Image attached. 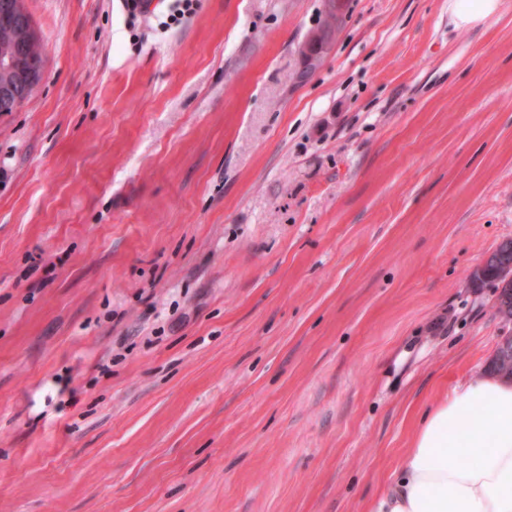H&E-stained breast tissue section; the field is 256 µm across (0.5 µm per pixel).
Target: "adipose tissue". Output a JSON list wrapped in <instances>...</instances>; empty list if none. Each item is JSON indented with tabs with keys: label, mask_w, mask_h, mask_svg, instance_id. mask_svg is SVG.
<instances>
[{
	"label": "adipose tissue",
	"mask_w": 512,
	"mask_h": 512,
	"mask_svg": "<svg viewBox=\"0 0 512 512\" xmlns=\"http://www.w3.org/2000/svg\"><path fill=\"white\" fill-rule=\"evenodd\" d=\"M369 512H512V381L475 374L431 406Z\"/></svg>",
	"instance_id": "adipose-tissue-1"
}]
</instances>
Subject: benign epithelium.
<instances>
[{
    "label": "benign epithelium",
    "instance_id": "7a95c632",
    "mask_svg": "<svg viewBox=\"0 0 512 512\" xmlns=\"http://www.w3.org/2000/svg\"><path fill=\"white\" fill-rule=\"evenodd\" d=\"M0 18L12 31V49L0 54V112L17 110L44 77L43 59L23 50L38 40L33 20L23 0H0ZM328 50L322 31L311 33L301 48L307 62L306 77H311L321 66ZM505 372L512 371V334L500 338L496 353Z\"/></svg>",
    "mask_w": 512,
    "mask_h": 512
}]
</instances>
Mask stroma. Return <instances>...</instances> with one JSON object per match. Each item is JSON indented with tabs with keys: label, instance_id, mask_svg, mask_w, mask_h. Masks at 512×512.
<instances>
[{
	"label": "stroma",
	"instance_id": "stroma-1",
	"mask_svg": "<svg viewBox=\"0 0 512 512\" xmlns=\"http://www.w3.org/2000/svg\"><path fill=\"white\" fill-rule=\"evenodd\" d=\"M24 0L0 512H367L506 325L512 0ZM450 10L457 27H470L498 13L501 0H451ZM328 44L323 39L322 31L312 32L301 48V53L307 62L306 80L321 66L328 50ZM512 262V241L507 240L504 241L490 254L489 259L487 260L486 267L483 268L484 263L481 265L483 271H479L478 274L475 270L472 274V281L474 283H481L484 281H495L498 284V288H500V284L506 278V282L512 280V275H507L506 277L501 278L499 275L500 268L505 263Z\"/></svg>",
	"mask_w": 512,
	"mask_h": 512
}]
</instances>
